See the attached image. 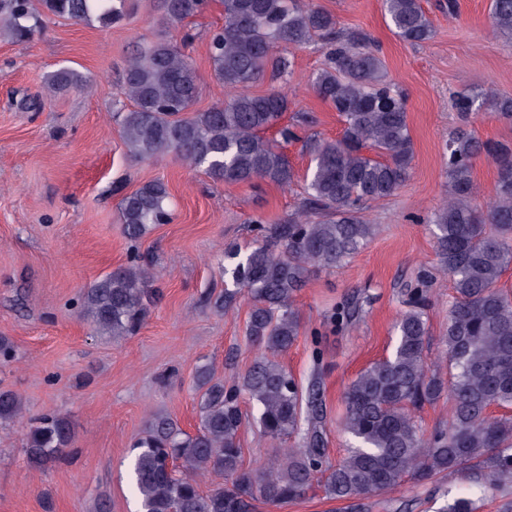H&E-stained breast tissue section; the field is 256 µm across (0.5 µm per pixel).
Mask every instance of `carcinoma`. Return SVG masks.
<instances>
[{
  "mask_svg": "<svg viewBox=\"0 0 512 512\" xmlns=\"http://www.w3.org/2000/svg\"><path fill=\"white\" fill-rule=\"evenodd\" d=\"M212 0H157L169 24L207 12ZM224 24L209 36L217 82L236 93L205 111L192 107L199 93L196 70L180 44L163 36L136 46L121 77L119 134L130 157L148 160L173 153L214 180L291 185L296 172L277 141L265 137L291 101L285 91L255 95L257 79L288 84L292 61L285 49L319 47L323 67L310 85L338 112L340 136L310 133L317 124L301 112L278 130L285 142L300 141L313 164L301 207L283 219L252 220L255 246L228 254L224 275L231 287L216 304L227 310L237 298L252 301L246 331L265 351L237 381L215 382L198 371L200 422L195 433L157 414L132 449L131 484L138 512H255L256 503L282 505L302 498L317 474L331 500L355 502L409 480L422 485L437 474L481 458L470 471L476 484L512 487V415L493 417V407L512 409V293L500 286L512 264V146L460 130L448 140V199L433 215L436 247L455 296L448 309V377L424 360L429 275L408 290L396 324L392 354L361 371L345 392L341 427L352 441L336 464L325 460L324 403L318 380L301 388L268 358L287 351L300 335L294 297L310 275L329 270L360 251L373 235L365 215L370 201L392 196L408 179L413 156L405 94L387 78L379 49L361 32H345L336 16L309 0H221ZM394 34L412 45L429 41L433 29L421 0H383ZM129 0H0V38L31 42L49 19L113 25ZM494 30L512 36V0H491ZM86 80L63 66L50 73L48 94L81 89ZM469 121L489 105L512 119V97L463 89L453 96ZM374 150L377 157L366 154ZM497 170L491 204L473 201L472 171L478 158ZM164 182L155 180L122 196L120 223L131 241L151 224L172 219ZM153 272L138 253L94 281L83 294L81 316L94 330L128 336L144 320L158 291L147 288ZM356 307L339 303L332 327L348 328ZM448 394V428L424 436L414 411ZM257 405L259 431L275 455L260 473L244 468L239 434L245 425L241 396ZM20 398L0 391V421L22 416ZM69 419L45 414L31 419L25 440L30 465L40 468L73 442ZM293 439L295 448L281 444ZM216 486L205 493L199 479Z\"/></svg>",
  "mask_w": 512,
  "mask_h": 512,
  "instance_id": "carcinoma-1",
  "label": "carcinoma"
}]
</instances>
